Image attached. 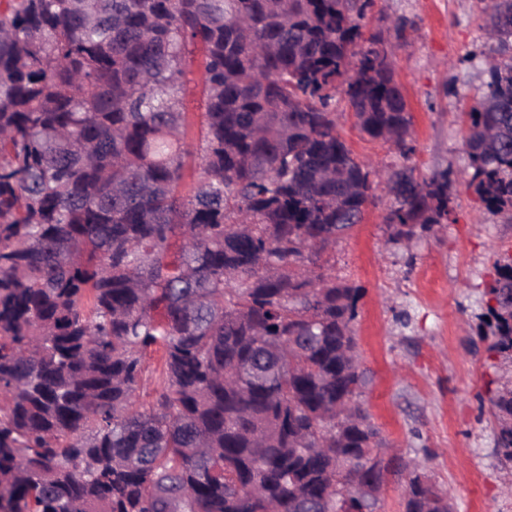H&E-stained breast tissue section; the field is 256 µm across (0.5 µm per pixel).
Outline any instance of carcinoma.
Segmentation results:
<instances>
[{
	"mask_svg": "<svg viewBox=\"0 0 512 512\" xmlns=\"http://www.w3.org/2000/svg\"><path fill=\"white\" fill-rule=\"evenodd\" d=\"M372 0H0V512H336L379 430L321 253L372 203L340 94L407 158ZM512 50V0H481ZM203 51L197 144L187 74ZM463 113L471 183L512 210V57ZM389 241L448 220L449 172L395 171ZM483 336L512 358V259ZM146 379L149 405L137 402ZM512 462V384L490 391ZM403 512H453L414 465Z\"/></svg>",
	"mask_w": 512,
	"mask_h": 512,
	"instance_id": "cac0c4a2",
	"label": "carcinoma"
}]
</instances>
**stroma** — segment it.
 <instances>
[{"label":"stroma","instance_id":"35a3bbf8","mask_svg":"<svg viewBox=\"0 0 512 512\" xmlns=\"http://www.w3.org/2000/svg\"><path fill=\"white\" fill-rule=\"evenodd\" d=\"M397 17L408 22L401 42L391 30ZM482 24L478 0H374L361 27L387 39L415 151L406 159L364 137L338 103L339 134L375 161L374 199L321 261L337 281L364 291L353 323L368 376L360 401L380 429V447L420 463L455 512H512V462L496 450L488 401L490 383L512 377V363L479 336L494 304L495 263L512 256V212L489 213L471 187L461 121L495 55ZM405 165L426 177L450 170V213L434 232L395 245L383 222L392 202L385 180Z\"/></svg>","mask_w":512,"mask_h":512}]
</instances>
